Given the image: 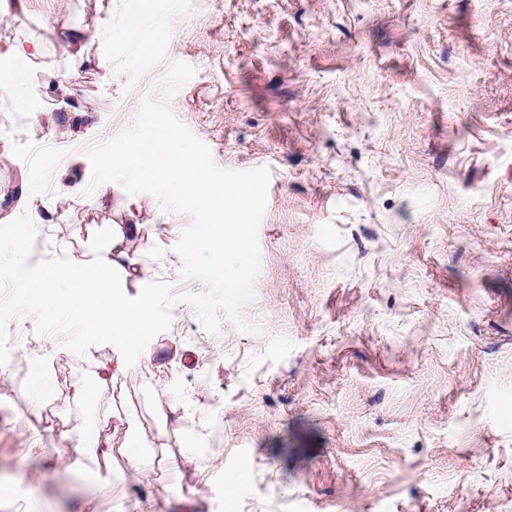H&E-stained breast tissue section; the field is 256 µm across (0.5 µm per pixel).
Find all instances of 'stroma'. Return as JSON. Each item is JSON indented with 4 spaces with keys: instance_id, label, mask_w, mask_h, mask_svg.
<instances>
[{
    "instance_id": "stroma-1",
    "label": "stroma",
    "mask_w": 512,
    "mask_h": 512,
    "mask_svg": "<svg viewBox=\"0 0 512 512\" xmlns=\"http://www.w3.org/2000/svg\"><path fill=\"white\" fill-rule=\"evenodd\" d=\"M0 0V49L38 43L0 131V224L29 213L31 256L90 261L128 296L174 293L191 219L122 186L83 195L85 147L134 120L164 66L126 89L103 53L117 0ZM85 33L54 35L56 22ZM168 105L224 168H268L262 269L241 315L203 332L179 305L137 363L79 356L18 319L0 376V512H512V0H193ZM135 235H127L130 222ZM50 374L30 410L33 359ZM156 457L110 475L66 455L88 426Z\"/></svg>"
}]
</instances>
